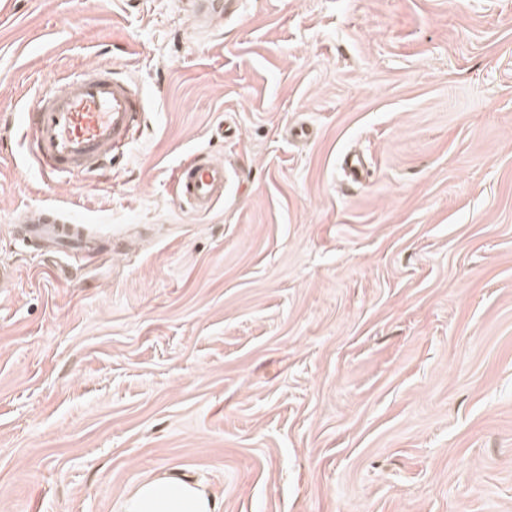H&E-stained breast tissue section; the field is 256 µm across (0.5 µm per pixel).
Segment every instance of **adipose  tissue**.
Listing matches in <instances>:
<instances>
[{
  "instance_id": "ef3b65f1",
  "label": "adipose tissue",
  "mask_w": 512,
  "mask_h": 512,
  "mask_svg": "<svg viewBox=\"0 0 512 512\" xmlns=\"http://www.w3.org/2000/svg\"><path fill=\"white\" fill-rule=\"evenodd\" d=\"M123 512H216V505L200 484L160 477L140 484Z\"/></svg>"
}]
</instances>
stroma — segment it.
<instances>
[{
  "instance_id": "35a3bbf8",
  "label": "stroma",
  "mask_w": 512,
  "mask_h": 512,
  "mask_svg": "<svg viewBox=\"0 0 512 512\" xmlns=\"http://www.w3.org/2000/svg\"><path fill=\"white\" fill-rule=\"evenodd\" d=\"M0 0V113L123 68L110 176L0 141V512H512V0ZM222 160L205 215L177 200ZM87 224L67 256L19 213ZM224 183V164L208 154L196 153L178 173L177 199L195 214H208L224 197ZM205 488L176 478H154L126 499L124 512H217Z\"/></svg>"
}]
</instances>
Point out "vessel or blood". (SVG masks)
I'll use <instances>...</instances> for the list:
<instances>
[{
	"mask_svg": "<svg viewBox=\"0 0 512 512\" xmlns=\"http://www.w3.org/2000/svg\"><path fill=\"white\" fill-rule=\"evenodd\" d=\"M41 104L32 112H14L0 128L22 132L29 154L44 176L88 175L110 163L114 152L134 143L145 122L146 103L116 65L88 67L83 73L43 83ZM222 162L198 153L183 163L177 199L198 215L208 214L224 196ZM30 238L64 252L79 245L83 224H57L20 216Z\"/></svg>",
	"mask_w": 512,
	"mask_h": 512,
	"instance_id": "1",
	"label": "vessel or blood"
}]
</instances>
